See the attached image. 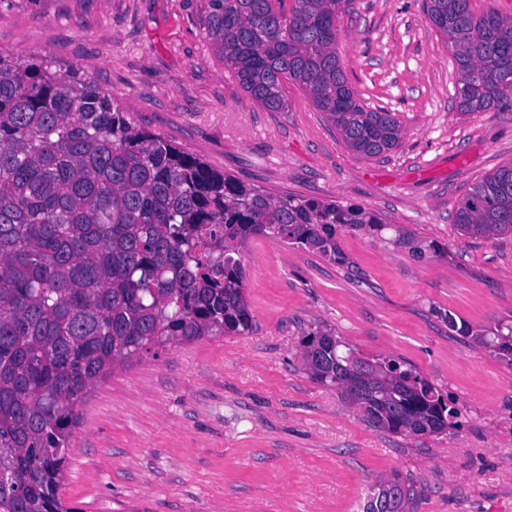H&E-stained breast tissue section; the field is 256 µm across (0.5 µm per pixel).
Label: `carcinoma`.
<instances>
[{"mask_svg":"<svg viewBox=\"0 0 512 512\" xmlns=\"http://www.w3.org/2000/svg\"><path fill=\"white\" fill-rule=\"evenodd\" d=\"M350 0H208L216 55L265 109L303 89L345 144L365 157L398 145L389 112L362 104L336 53ZM428 23L448 40L462 112L512 104V17L477 14L471 0H427ZM468 237L512 235V162L459 203ZM382 218L355 205L273 198L134 125L76 68L0 52V512H76L60 487L72 425L92 388L166 344L243 335L252 326L238 247L269 237L347 263L344 229L379 234ZM436 250L405 231L391 240ZM482 344L512 361V326ZM305 366L372 424L395 433L460 425L454 400L394 359L361 375L347 396L336 369L354 349L328 332L302 340ZM387 480L363 512H378Z\"/></svg>","mask_w":512,"mask_h":512,"instance_id":"carcinoma-1","label":"carcinoma"}]
</instances>
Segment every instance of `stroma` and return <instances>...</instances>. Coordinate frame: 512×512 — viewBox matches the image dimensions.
I'll return each instance as SVG.
<instances>
[{
  "instance_id": "35a3bbf8",
  "label": "stroma",
  "mask_w": 512,
  "mask_h": 512,
  "mask_svg": "<svg viewBox=\"0 0 512 512\" xmlns=\"http://www.w3.org/2000/svg\"><path fill=\"white\" fill-rule=\"evenodd\" d=\"M425 0H352L336 51L397 147L352 152L305 91L257 105L217 58L207 0H0V51L76 67L138 126L273 197L379 214L342 231L340 265L266 237L240 251L248 334L144 353L100 381L73 433L61 496L77 512H360L375 480L412 512H512V363L450 331L512 323V236L461 235L454 211L512 162V110L459 111L457 71ZM437 251L390 245L393 227ZM332 331L452 395L459 427L393 433L312 378L301 342Z\"/></svg>"
}]
</instances>
